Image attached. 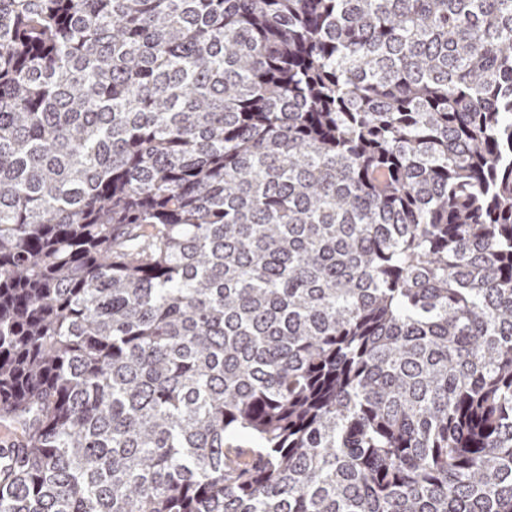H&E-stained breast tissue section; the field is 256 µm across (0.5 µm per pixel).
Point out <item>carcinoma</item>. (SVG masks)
<instances>
[{"label": "carcinoma", "mask_w": 512, "mask_h": 512, "mask_svg": "<svg viewBox=\"0 0 512 512\" xmlns=\"http://www.w3.org/2000/svg\"><path fill=\"white\" fill-rule=\"evenodd\" d=\"M0 512H512V0H0Z\"/></svg>", "instance_id": "carcinoma-1"}]
</instances>
